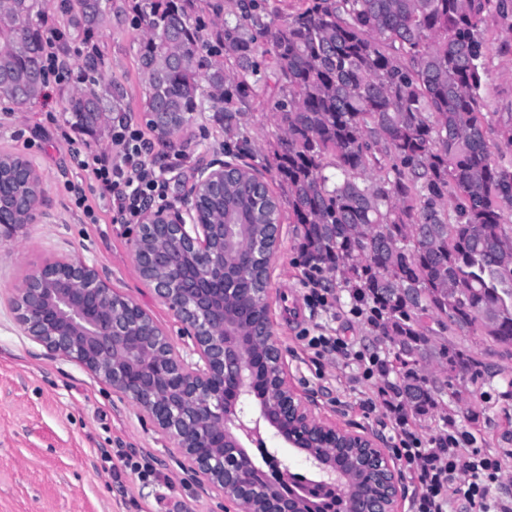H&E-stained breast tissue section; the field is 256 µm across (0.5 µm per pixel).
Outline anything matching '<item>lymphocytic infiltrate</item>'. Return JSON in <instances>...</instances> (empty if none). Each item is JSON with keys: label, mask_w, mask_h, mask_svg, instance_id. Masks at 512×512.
<instances>
[{"label": "lymphocytic infiltrate", "mask_w": 512, "mask_h": 512, "mask_svg": "<svg viewBox=\"0 0 512 512\" xmlns=\"http://www.w3.org/2000/svg\"><path fill=\"white\" fill-rule=\"evenodd\" d=\"M68 144L78 167L90 169L100 197L109 199L113 223H133L141 213L145 197H165L167 183L154 163L149 162L151 144L137 126L128 122L115 126L111 153L91 162L82 160L79 141L72 138ZM307 345L316 355L337 353L354 361L364 379L385 373L384 359L355 349L353 343L331 335L328 329L310 337ZM377 394L387 396L385 387H378ZM387 398L395 427L401 434L397 454L420 489L412 501V512H446L447 507L458 501L468 504L473 512H512L511 497L491 496L503 469L501 460L474 451L471 432L452 425L441 430L432 446H425L410 430L408 413L397 397Z\"/></svg>", "instance_id": "f902f5d3"}]
</instances>
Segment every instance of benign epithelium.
I'll return each mask as SVG.
<instances>
[{"instance_id": "benign-epithelium-1", "label": "benign epithelium", "mask_w": 512, "mask_h": 512, "mask_svg": "<svg viewBox=\"0 0 512 512\" xmlns=\"http://www.w3.org/2000/svg\"><path fill=\"white\" fill-rule=\"evenodd\" d=\"M0 154V241L16 242L47 218L43 177L28 159ZM233 161L201 166L180 206L145 209L134 242L137 271L190 336V357L139 305L81 260L47 259L10 297L25 335L47 352L92 371L128 397L173 452L235 512H311L303 490L281 488L288 468L277 452L255 462L244 445L265 428L301 454L318 479L339 487L340 512H402L404 485L392 458L367 434L320 417L288 383L269 318L270 262L281 225L237 253L261 271V288L228 287L224 244L240 224H208L198 193L224 182Z\"/></svg>"}]
</instances>
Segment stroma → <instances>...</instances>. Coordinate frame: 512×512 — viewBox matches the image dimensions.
<instances>
[{
  "label": "stroma",
  "mask_w": 512,
  "mask_h": 512,
  "mask_svg": "<svg viewBox=\"0 0 512 512\" xmlns=\"http://www.w3.org/2000/svg\"><path fill=\"white\" fill-rule=\"evenodd\" d=\"M506 3L507 10L489 9L480 30L485 51L482 97L496 129L512 122V0ZM65 5L66 0H50L32 22L42 30H61L72 49L74 78L47 81L40 97L23 106L0 104V151L23 156L39 168L49 214L47 223L33 225L19 243H0V512H234L186 460L171 452L169 442L128 399L79 364L52 357L26 336L8 301L43 260L68 256L95 266L113 288L145 309L181 354H189L192 347L172 311L136 271L137 225L112 223L110 211L94 196L88 199V209L76 206L72 189L88 184L89 173L76 166L61 138L62 128L75 124L65 102L84 84L76 75L85 69L88 43L102 63L86 84L107 96L120 89L123 117L145 125V81L137 65L133 0H110L104 23L87 38L72 28ZM276 135L271 113L257 105L241 134L232 137L211 112L194 113L179 134L181 151L168 152L157 144L151 153L153 160L167 166V203L178 205L197 168L223 160L229 152L254 165L270 191L278 192L269 165ZM305 270L294 227L282 224L271 260L269 317L284 352L288 381L323 418L368 433L381 447L394 450L398 438L384 409L368 413L356 400L374 386L397 383L396 372L373 383L365 381L356 364L341 355H314L302 335L325 325L385 361H392L393 351L366 321L340 309L326 313L309 307ZM467 342L491 365L489 376L478 384L456 383L453 392L439 397L437 408L410 415L409 423L426 441L448 420L471 431L475 450L503 460L497 495L512 496V358L494 354L480 337H468ZM123 453L150 465L155 477L143 480L122 471Z\"/></svg>",
  "instance_id": "obj_1"
}]
</instances>
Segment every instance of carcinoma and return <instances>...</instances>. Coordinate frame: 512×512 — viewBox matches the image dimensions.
Wrapping results in <instances>:
<instances>
[{
	"mask_svg": "<svg viewBox=\"0 0 512 512\" xmlns=\"http://www.w3.org/2000/svg\"><path fill=\"white\" fill-rule=\"evenodd\" d=\"M201 0H137V60L146 84L143 112L179 133L210 110L228 136L255 103L268 105L288 149L274 150L289 223L304 263L339 274L338 288L379 307L374 325L404 371L400 402L423 415L454 388L463 370L475 382L481 361L452 341L430 344L432 325L451 336H482L512 356V271L494 253L512 247V125L490 137L481 96L484 55L479 27L491 0H303L280 21L267 0L211 5L213 28L195 17ZM47 0H0V101L17 103L16 86L37 99L45 76L43 39L31 19ZM76 29L106 18L102 0L68 5ZM27 26L19 46L15 28ZM208 58H200V53ZM221 91L200 93L201 82ZM112 98L77 90L65 110L87 130L101 113L121 111ZM246 180L201 198L207 219L246 224L247 237L282 219L270 191ZM440 369L411 368L413 353Z\"/></svg>",
	"mask_w": 512,
	"mask_h": 512,
	"instance_id": "carcinoma-1",
	"label": "carcinoma"
}]
</instances>
